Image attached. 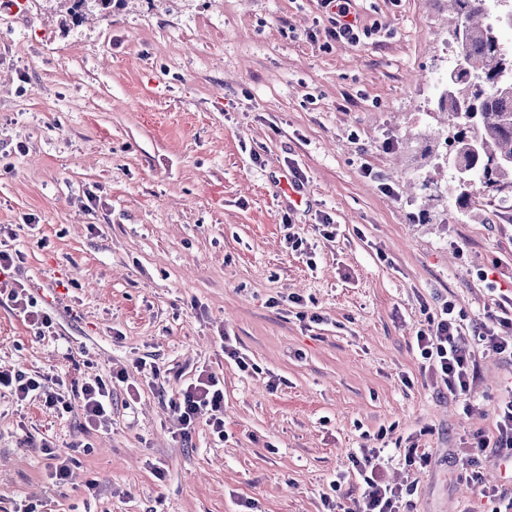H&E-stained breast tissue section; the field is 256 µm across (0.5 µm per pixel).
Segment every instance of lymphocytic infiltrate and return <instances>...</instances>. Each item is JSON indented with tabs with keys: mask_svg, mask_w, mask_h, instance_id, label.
I'll list each match as a JSON object with an SVG mask.
<instances>
[{
	"mask_svg": "<svg viewBox=\"0 0 512 512\" xmlns=\"http://www.w3.org/2000/svg\"><path fill=\"white\" fill-rule=\"evenodd\" d=\"M320 7L331 16V24L324 32L325 39L358 45L368 36L356 10V0H318ZM22 253L0 248V276L10 285L7 301L19 317L34 327L37 336H44L54 327L51 306L31 291L30 283L18 279ZM463 313L457 312L452 302H444L437 314L428 316L425 328L415 334V345L425 366L438 374L448 386V392L462 406H469L477 378L473 351L461 343ZM0 384L11 387L20 403L37 400L50 410H69L79 405L84 426L89 430L110 427L112 424V385L100 378L78 381L64 380L56 374H32L23 370L0 372ZM183 433H191L198 422H206L212 433L224 432V388L215 374L199 370L194 379L183 388L177 401L171 405ZM512 452V399L502 403L497 411L494 435H477L470 448L464 449L459 459L461 478L477 482L474 470L476 456L487 449ZM350 459L366 486L365 492L350 503L337 504V512H411V503L403 496V489L384 480L390 462L383 449L360 446Z\"/></svg>",
	"mask_w": 512,
	"mask_h": 512,
	"instance_id": "f902f5d3",
	"label": "lymphocytic infiltrate"
}]
</instances>
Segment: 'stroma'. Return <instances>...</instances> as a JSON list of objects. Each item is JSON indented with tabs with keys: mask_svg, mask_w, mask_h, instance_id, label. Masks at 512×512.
Segmentation results:
<instances>
[{
	"mask_svg": "<svg viewBox=\"0 0 512 512\" xmlns=\"http://www.w3.org/2000/svg\"><path fill=\"white\" fill-rule=\"evenodd\" d=\"M359 7L372 34L321 47L316 0H86L80 21L68 0H0V227L54 317L41 338L0 304V368L129 374L107 431L0 393V512H326L361 495L364 440L393 454L412 512H490L458 457L512 388V356L474 336L512 297V216L458 202L426 148L448 124L422 109L445 0ZM446 300L479 371L466 414L413 344ZM202 368L224 382V435L185 439L171 402ZM46 436L79 447L65 487ZM409 437L426 468L406 465Z\"/></svg>",
	"mask_w": 512,
	"mask_h": 512,
	"instance_id": "stroma-1",
	"label": "stroma"
}]
</instances>
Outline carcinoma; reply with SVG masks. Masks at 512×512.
<instances>
[{"mask_svg":"<svg viewBox=\"0 0 512 512\" xmlns=\"http://www.w3.org/2000/svg\"><path fill=\"white\" fill-rule=\"evenodd\" d=\"M461 23L452 30L456 65L445 77L443 98L454 129L448 157L459 186L498 191L512 187V51L501 40L503 16L491 20L483 0H450Z\"/></svg>","mask_w":512,"mask_h":512,"instance_id":"obj_1","label":"carcinoma"}]
</instances>
